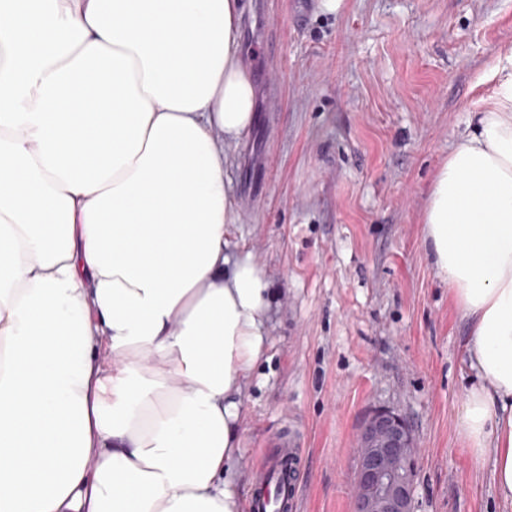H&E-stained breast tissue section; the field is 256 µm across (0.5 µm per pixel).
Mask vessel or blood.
Masks as SVG:
<instances>
[{"mask_svg":"<svg viewBox=\"0 0 512 512\" xmlns=\"http://www.w3.org/2000/svg\"><path fill=\"white\" fill-rule=\"evenodd\" d=\"M296 438L286 437L276 458L253 474L249 512H294L299 488L296 476L301 458Z\"/></svg>","mask_w":512,"mask_h":512,"instance_id":"b4317fda","label":"vessel or blood"}]
</instances>
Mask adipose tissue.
I'll return each instance as SVG.
<instances>
[{"instance_id":"adipose-tissue-1","label":"adipose tissue","mask_w":512,"mask_h":512,"mask_svg":"<svg viewBox=\"0 0 512 512\" xmlns=\"http://www.w3.org/2000/svg\"><path fill=\"white\" fill-rule=\"evenodd\" d=\"M243 0H0V512H241L267 284L226 144ZM435 172L423 243L469 327L458 420L512 502V46Z\"/></svg>"}]
</instances>
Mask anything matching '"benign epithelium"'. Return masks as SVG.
<instances>
[{"label":"benign epithelium","mask_w":512,"mask_h":512,"mask_svg":"<svg viewBox=\"0 0 512 512\" xmlns=\"http://www.w3.org/2000/svg\"><path fill=\"white\" fill-rule=\"evenodd\" d=\"M356 452L354 512H414L418 448L408 422L386 409L373 411Z\"/></svg>","instance_id":"benign-epithelium-1"}]
</instances>
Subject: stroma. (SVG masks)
Returning <instances> with one entry per match:
<instances>
[{
    "instance_id": "obj_1",
    "label": "stroma",
    "mask_w": 512,
    "mask_h": 512,
    "mask_svg": "<svg viewBox=\"0 0 512 512\" xmlns=\"http://www.w3.org/2000/svg\"><path fill=\"white\" fill-rule=\"evenodd\" d=\"M509 44L512 0H247L257 119L226 148L227 235L263 267L269 312L243 386L242 495L292 424L298 512H353L355 440L387 407L419 448L415 512H512L457 424L477 384L468 328L422 243L431 180Z\"/></svg>"
}]
</instances>
